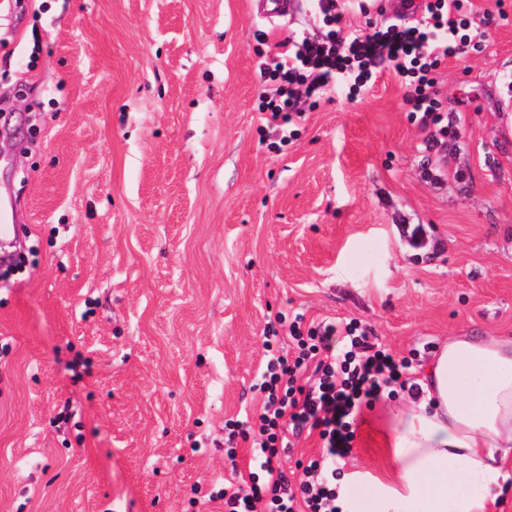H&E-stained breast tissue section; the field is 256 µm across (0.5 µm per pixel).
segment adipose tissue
<instances>
[{
	"label": "adipose tissue",
	"mask_w": 512,
	"mask_h": 512,
	"mask_svg": "<svg viewBox=\"0 0 512 512\" xmlns=\"http://www.w3.org/2000/svg\"><path fill=\"white\" fill-rule=\"evenodd\" d=\"M389 414L387 465L342 478L343 512H493L512 479V335L449 337Z\"/></svg>",
	"instance_id": "obj_1"
}]
</instances>
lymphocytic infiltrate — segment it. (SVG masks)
Here are the masks:
<instances>
[{"mask_svg":"<svg viewBox=\"0 0 512 512\" xmlns=\"http://www.w3.org/2000/svg\"><path fill=\"white\" fill-rule=\"evenodd\" d=\"M350 0H317L324 30L320 36L285 38L259 65L270 86L257 110L272 148L282 149L298 136L296 120L304 99L330 97L338 85L360 94L387 67L407 88L413 115L422 124H440V91L435 71L442 59L467 53L472 0H428L417 18L364 33L340 27ZM289 324V323H288ZM294 356L266 341L268 362L261 375L265 394L255 423L229 440L251 441L263 458L247 481L225 487L224 512H341L336 504V464L347 456L361 408L397 391L418 395L411 362L373 341L358 322H320L301 329L291 323ZM318 431L321 454L309 459L298 483L279 466L288 432Z\"/></svg>","mask_w":512,"mask_h":512,"instance_id":"1","label":"lymphocytic infiltrate"}]
</instances>
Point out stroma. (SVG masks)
<instances>
[{"mask_svg": "<svg viewBox=\"0 0 512 512\" xmlns=\"http://www.w3.org/2000/svg\"><path fill=\"white\" fill-rule=\"evenodd\" d=\"M441 61L448 135L392 70L261 139L260 44L323 30L311 0L0 4V512H224L260 451L264 330L350 320L419 373L444 338L512 332V0ZM362 408L343 469L383 464Z\"/></svg>", "mask_w": 512, "mask_h": 512, "instance_id": "obj_1", "label": "stroma"}]
</instances>
